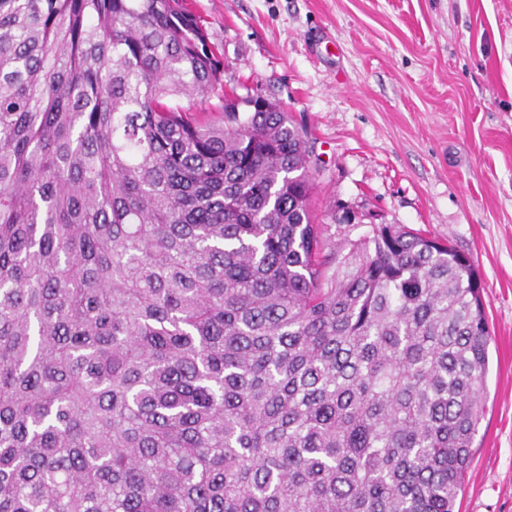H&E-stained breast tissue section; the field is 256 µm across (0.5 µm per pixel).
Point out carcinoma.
Returning <instances> with one entry per match:
<instances>
[{
    "label": "carcinoma",
    "instance_id": "obj_1",
    "mask_svg": "<svg viewBox=\"0 0 512 512\" xmlns=\"http://www.w3.org/2000/svg\"><path fill=\"white\" fill-rule=\"evenodd\" d=\"M223 73L185 0H0V512H455L476 268L328 249L308 129Z\"/></svg>",
    "mask_w": 512,
    "mask_h": 512
}]
</instances>
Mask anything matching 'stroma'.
Returning <instances> with one entry per match:
<instances>
[{
    "label": "stroma",
    "mask_w": 512,
    "mask_h": 512,
    "mask_svg": "<svg viewBox=\"0 0 512 512\" xmlns=\"http://www.w3.org/2000/svg\"><path fill=\"white\" fill-rule=\"evenodd\" d=\"M224 91L280 101L321 169L332 242L370 223L470 253L492 340L458 512H512V0H189ZM345 206L360 223H336Z\"/></svg>",
    "instance_id": "35a3bbf8"
}]
</instances>
